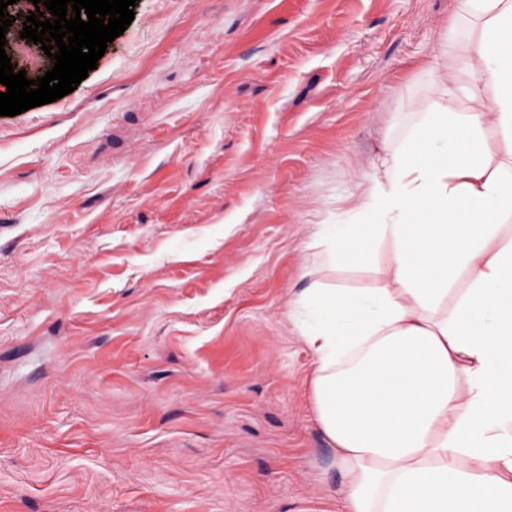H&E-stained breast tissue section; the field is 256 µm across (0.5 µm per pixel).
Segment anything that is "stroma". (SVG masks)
Masks as SVG:
<instances>
[{
  "instance_id": "35a3bbf8",
  "label": "stroma",
  "mask_w": 512,
  "mask_h": 512,
  "mask_svg": "<svg viewBox=\"0 0 512 512\" xmlns=\"http://www.w3.org/2000/svg\"><path fill=\"white\" fill-rule=\"evenodd\" d=\"M72 93L0 116V512H343L288 320L463 0H136Z\"/></svg>"
}]
</instances>
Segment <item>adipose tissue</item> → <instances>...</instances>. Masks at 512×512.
<instances>
[{
	"mask_svg": "<svg viewBox=\"0 0 512 512\" xmlns=\"http://www.w3.org/2000/svg\"><path fill=\"white\" fill-rule=\"evenodd\" d=\"M464 2L490 111L436 85L368 180L377 222L321 233L328 265L372 263L376 288L317 280L288 312L345 512H512V0Z\"/></svg>",
	"mask_w": 512,
	"mask_h": 512,
	"instance_id": "adipose-tissue-1",
	"label": "adipose tissue"
}]
</instances>
